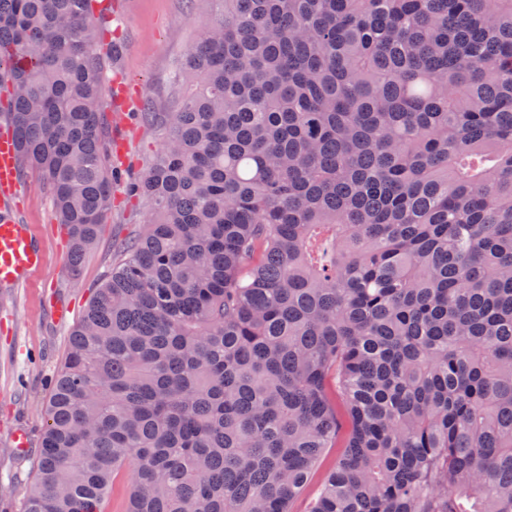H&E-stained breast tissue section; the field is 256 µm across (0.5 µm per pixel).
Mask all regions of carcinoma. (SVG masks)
<instances>
[{
    "instance_id": "1",
    "label": "carcinoma",
    "mask_w": 512,
    "mask_h": 512,
    "mask_svg": "<svg viewBox=\"0 0 512 512\" xmlns=\"http://www.w3.org/2000/svg\"><path fill=\"white\" fill-rule=\"evenodd\" d=\"M89 0H0L71 260L112 206ZM52 377L22 512H512V0H217ZM131 476L129 472L118 479L112 487L106 512H126L127 499L130 490Z\"/></svg>"
}]
</instances>
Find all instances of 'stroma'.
Masks as SVG:
<instances>
[{
    "label": "stroma",
    "mask_w": 512,
    "mask_h": 512,
    "mask_svg": "<svg viewBox=\"0 0 512 512\" xmlns=\"http://www.w3.org/2000/svg\"><path fill=\"white\" fill-rule=\"evenodd\" d=\"M217 8L216 0H93L88 22L96 33L94 50L101 55L108 44H118L119 59L107 64L106 74L132 86L125 103L106 97L103 116L104 148L126 175L113 180L112 207L75 263L40 177L27 172L18 184L13 203L21 223L40 240L44 264L26 285L0 291V512H21L45 427L49 381L73 328L124 244L146 230L149 206L128 197L127 179L151 166L164 134L143 114L169 109L178 92L172 82L176 65ZM55 299L66 306L65 315L53 316ZM20 429L30 439L25 452L12 443Z\"/></svg>",
    "instance_id": "stroma-1"
}]
</instances>
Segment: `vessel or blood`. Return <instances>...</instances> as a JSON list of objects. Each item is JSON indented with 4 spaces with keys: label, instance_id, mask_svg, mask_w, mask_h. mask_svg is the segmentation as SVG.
I'll use <instances>...</instances> for the list:
<instances>
[{
    "label": "vessel or blood",
    "instance_id": "vessel-or-blood-1",
    "mask_svg": "<svg viewBox=\"0 0 512 512\" xmlns=\"http://www.w3.org/2000/svg\"><path fill=\"white\" fill-rule=\"evenodd\" d=\"M17 153L15 136H0V289L22 285L43 264L42 248L18 223L9 202L20 178Z\"/></svg>",
    "mask_w": 512,
    "mask_h": 512
}]
</instances>
